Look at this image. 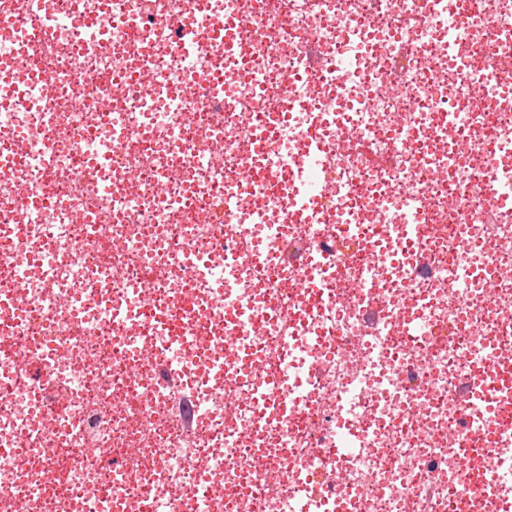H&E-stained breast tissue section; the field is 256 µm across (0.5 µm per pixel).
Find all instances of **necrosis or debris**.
Returning a JSON list of instances; mask_svg holds the SVG:
<instances>
[{"instance_id":"necrosis-or-debris-1","label":"necrosis or debris","mask_w":512,"mask_h":512,"mask_svg":"<svg viewBox=\"0 0 512 512\" xmlns=\"http://www.w3.org/2000/svg\"><path fill=\"white\" fill-rule=\"evenodd\" d=\"M499 20L512 0H8L0 510L512 512V439L470 442L476 360L512 334Z\"/></svg>"}]
</instances>
